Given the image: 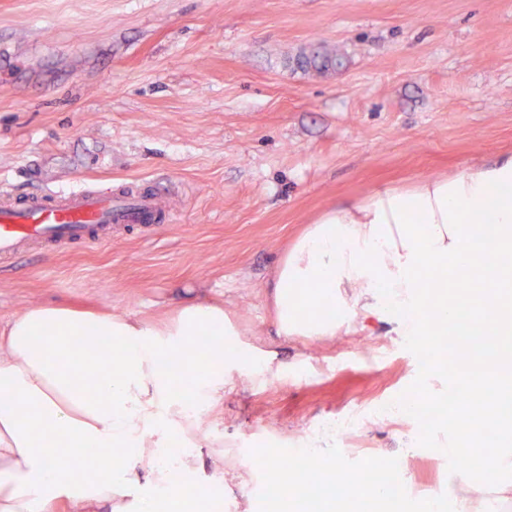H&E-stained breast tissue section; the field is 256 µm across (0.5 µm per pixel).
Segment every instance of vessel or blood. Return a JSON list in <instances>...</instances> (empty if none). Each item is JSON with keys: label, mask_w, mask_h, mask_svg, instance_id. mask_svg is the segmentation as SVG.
<instances>
[{"label": "vessel or blood", "mask_w": 512, "mask_h": 512, "mask_svg": "<svg viewBox=\"0 0 512 512\" xmlns=\"http://www.w3.org/2000/svg\"><path fill=\"white\" fill-rule=\"evenodd\" d=\"M0 192V263L18 258L33 243L62 251L111 240L131 224L157 223L160 195L104 189L51 190L22 204Z\"/></svg>", "instance_id": "b4317fda"}]
</instances>
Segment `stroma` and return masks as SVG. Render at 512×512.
I'll list each match as a JSON object with an SVG mask.
<instances>
[{"instance_id":"35a3bbf8","label":"stroma","mask_w":512,"mask_h":512,"mask_svg":"<svg viewBox=\"0 0 512 512\" xmlns=\"http://www.w3.org/2000/svg\"><path fill=\"white\" fill-rule=\"evenodd\" d=\"M335 50L336 64L311 60ZM512 156V0H0V188L167 190L171 220L0 264V329L63 303L162 326L223 305L242 345L287 371L206 409L225 466L301 440L356 470L401 469L406 512H458L460 476L373 412L419 372L394 324L277 336L265 289L293 239L341 202ZM364 412L356 438L323 423ZM268 474L225 481L224 512H274Z\"/></svg>"}]
</instances>
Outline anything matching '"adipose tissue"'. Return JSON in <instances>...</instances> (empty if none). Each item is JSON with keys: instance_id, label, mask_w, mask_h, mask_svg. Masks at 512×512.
<instances>
[{"instance_id": "adipose-tissue-1", "label": "adipose tissue", "mask_w": 512, "mask_h": 512, "mask_svg": "<svg viewBox=\"0 0 512 512\" xmlns=\"http://www.w3.org/2000/svg\"><path fill=\"white\" fill-rule=\"evenodd\" d=\"M476 222L490 225V235L474 236ZM450 266L462 279L497 287L512 274V157L324 213L286 250L266 294L287 338L355 335L373 318L423 336L421 273ZM436 312L442 321L486 324L503 308L490 298H441ZM197 334L210 343L184 357ZM224 334L223 308L205 300L184 304L160 328L48 303L12 317L0 331V512H58L65 503L72 512H196L201 499L223 504L224 470L203 476L212 449L199 440L188 406L223 404L235 375L260 386L281 371L274 351L225 345ZM79 335L107 346L90 384L82 380L86 356L71 344ZM187 371L197 377L189 389ZM92 446L122 454L102 457L89 479L80 451ZM169 447L168 462L157 451ZM266 456L274 499L309 502L312 512H337L335 488L351 485L363 505L374 504L379 479L398 477L374 462L355 484L336 464L324 488L300 477L320 458L306 454L284 470L274 450Z\"/></svg>"}]
</instances>
